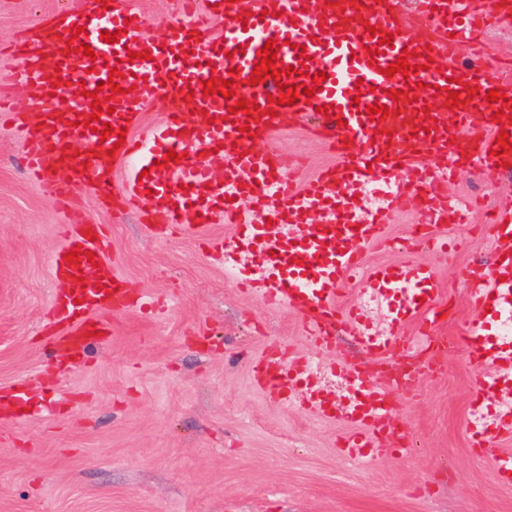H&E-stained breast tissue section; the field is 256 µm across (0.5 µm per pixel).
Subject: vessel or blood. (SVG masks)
I'll return each mask as SVG.
<instances>
[{
	"instance_id": "obj_1",
	"label": "vessel or blood",
	"mask_w": 512,
	"mask_h": 512,
	"mask_svg": "<svg viewBox=\"0 0 512 512\" xmlns=\"http://www.w3.org/2000/svg\"><path fill=\"white\" fill-rule=\"evenodd\" d=\"M426 24L394 8L393 0H201L171 22L164 41L143 35L144 18L131 0H66L55 11L26 29L17 45L23 60L16 81L28 89L14 101L0 122L22 123L32 103L44 104L36 125L26 126L31 144L25 167L32 179L51 185L67 221L61 226L63 244L51 272L58 287L53 297L56 331L53 350L82 358L93 332L110 334L109 315L138 302L107 267L109 243L100 225H88L69 206L76 189L90 188L98 196L111 193L115 164H126L131 179L126 203H145L147 224L179 227L193 214L189 230L204 237L216 214L237 230L234 245L210 242V249L235 274L240 288L261 295L266 304L291 308L305 323V335L319 356L335 350L328 330L342 326L368 355L389 359L396 349L446 350L445 338L433 335L438 322L439 295L433 267L410 261L367 264L368 246L381 241L383 214L418 200L429 218L424 234L438 224H463L468 203L447 204L440 184L459 165L480 177L500 173L512 164V150L495 156L500 132L512 135V93L491 102L489 90L512 79L510 69H490L486 54L472 52L460 63L463 44L479 41L490 23L512 19V8L500 0H417ZM224 19V34L206 39L207 19ZM81 27V42L92 53L69 52L72 27ZM115 37L102 40V33ZM393 41L381 43L383 34ZM280 41L277 66L291 76L264 78L251 84L257 53L268 40ZM414 52L410 76H387L386 68L403 49ZM148 52L146 60L137 55ZM124 73L114 94L113 113H101L111 124L108 139L91 132L85 122L92 113L89 94L107 81L112 66ZM325 73L321 89L310 99L291 105L272 104L279 84H300V70ZM234 79L236 95L227 99L204 94L210 78ZM399 99H392L393 91ZM467 91V102L452 106L450 92ZM163 96L167 111L161 127L150 136H136L143 96ZM253 103L250 112L236 111L238 98ZM65 107H56L57 99ZM389 107L388 117L372 120L371 104ZM328 105L327 114L317 113ZM503 121H496V112ZM306 123L309 132L328 145L335 161L317 174L295 182L286 175L283 156L257 148L277 133ZM192 147L195 160L184 159ZM217 150L224 159V181L215 183L202 157ZM175 160H166L168 152ZM250 199L241 208V199ZM323 216L309 223L311 213ZM93 230L97 240L85 238ZM497 260L493 267L470 266L465 281L473 289L478 318L459 344L485 374L477 383L487 394L499 383L512 385V337H489V320L512 313V207L495 208L490 226ZM81 249L79 264L66 255ZM97 288H90V281ZM357 280L384 312V330H377L364 309L339 306L344 283ZM418 335H408L409 326ZM305 361L270 363L258 383L272 399L296 403L312 413L346 419L356 425L344 440V453L354 460L377 459L405 449L409 433L399 425L393 392L413 395L422 387L420 365L410 364L394 389L377 386L348 360L334 361V372L348 375L360 398L336 403L334 395L312 389ZM501 421L490 426L471 421L478 447L491 436L512 433V402L500 409Z\"/></svg>"
}]
</instances>
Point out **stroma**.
Instances as JSON below:
<instances>
[{
  "label": "stroma",
  "mask_w": 512,
  "mask_h": 512,
  "mask_svg": "<svg viewBox=\"0 0 512 512\" xmlns=\"http://www.w3.org/2000/svg\"><path fill=\"white\" fill-rule=\"evenodd\" d=\"M65 0H0V77L19 65L16 34ZM160 42L180 0H134ZM298 159V177L333 161L304 128L275 138ZM26 140L0 123V395L26 385L23 413L0 414V512H512V484L494 467L512 438L472 444L470 405L483 371L462 349L418 354L423 385L397 396L410 449L351 461L340 450L351 424L270 399L255 368L270 350L286 362L315 356L300 316L242 292L195 237L150 229L138 210L85 190L88 223L111 238L113 274L155 305L111 315V333L78 363L47 348L51 262L64 221L51 187L32 181ZM449 196L512 203V176L480 179L460 168ZM389 245L369 261L406 256L440 280L437 333L462 336L475 317L460 281L492 262L485 229L447 256L418 243L420 203L384 214Z\"/></svg>",
  "instance_id": "obj_1"
}]
</instances>
